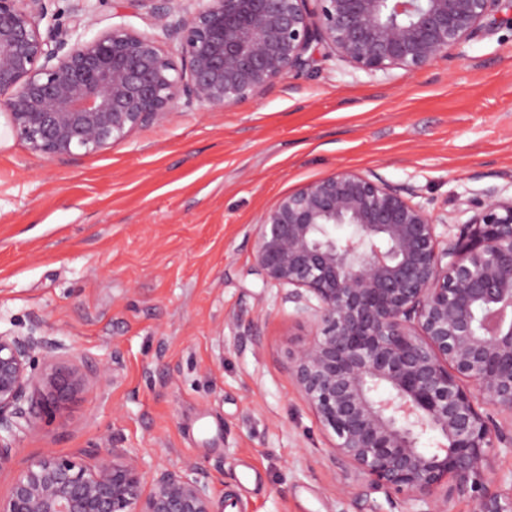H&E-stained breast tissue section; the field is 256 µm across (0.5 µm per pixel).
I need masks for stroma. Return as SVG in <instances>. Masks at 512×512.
Here are the masks:
<instances>
[{
	"mask_svg": "<svg viewBox=\"0 0 512 512\" xmlns=\"http://www.w3.org/2000/svg\"><path fill=\"white\" fill-rule=\"evenodd\" d=\"M154 33L103 0L87 37ZM0 112V330L36 333L109 379L24 439L94 463L191 465L237 512H415L336 460L290 371L313 318L254 267L284 194L339 170L414 186L456 240L469 202L512 196V28L477 30L415 74L334 58L228 109L177 107L109 148L48 160ZM353 494H341L343 485Z\"/></svg>",
	"mask_w": 512,
	"mask_h": 512,
	"instance_id": "1",
	"label": "stroma"
}]
</instances>
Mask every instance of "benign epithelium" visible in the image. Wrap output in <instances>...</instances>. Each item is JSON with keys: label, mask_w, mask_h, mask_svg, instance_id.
<instances>
[{"label": "benign epithelium", "mask_w": 512, "mask_h": 512, "mask_svg": "<svg viewBox=\"0 0 512 512\" xmlns=\"http://www.w3.org/2000/svg\"><path fill=\"white\" fill-rule=\"evenodd\" d=\"M46 2L0 0V109L47 159L102 150L182 100H254L320 48L371 75H411L478 28L512 24V0H314L313 11L307 0H131L161 33L115 24L86 39L92 5L73 6L66 28ZM414 193L351 170L287 193L261 218L255 268L315 318L290 371L345 467L418 512H448L454 498L512 512L494 465L512 436L480 411L512 417V198L475 202L450 244L438 232L448 217ZM60 350L0 331V470L21 434L107 381L109 364L90 378ZM0 512L218 510L196 468H158L148 482L138 457L114 448L93 464L51 451L28 461Z\"/></svg>", "instance_id": "1"}]
</instances>
